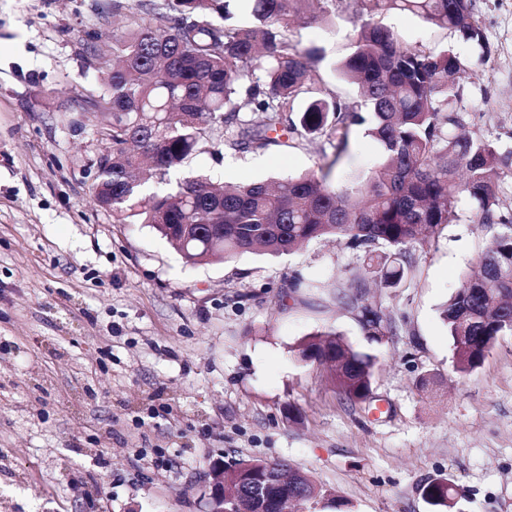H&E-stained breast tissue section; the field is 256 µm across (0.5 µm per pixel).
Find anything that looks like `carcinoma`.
<instances>
[{
  "instance_id": "obj_1",
  "label": "carcinoma",
  "mask_w": 512,
  "mask_h": 512,
  "mask_svg": "<svg viewBox=\"0 0 512 512\" xmlns=\"http://www.w3.org/2000/svg\"><path fill=\"white\" fill-rule=\"evenodd\" d=\"M229 0H137L128 28L112 36L105 64L110 94L102 108L112 123L97 128L112 164L93 183L95 200L121 220L148 224L191 263L222 261L242 253L283 255L310 241L335 237L364 254L366 274L338 285V301L355 314L369 344L393 335L392 321L369 297L368 277L400 288L411 268L409 249L429 241L455 218V197L477 203L476 224L501 231L461 280L441 311L454 348L453 369L462 377L478 367L498 337L512 334V219L497 214L496 142L451 134L448 100L466 72L451 48L417 49L401 42L379 18L408 11L460 38L480 40L472 0H357L361 20L350 54L337 66L371 109V135L383 160L363 181L330 178L347 150L356 106L336 95L312 98L297 121L284 118L312 80L314 55L289 37L297 19L329 13L333 0H250L251 26L230 18ZM262 114L258 124L239 119L243 106ZM221 129L234 150L280 144L278 132L324 135L335 149L327 171L277 182L215 184L188 179L173 193L143 195L135 171L142 159L164 175L193 153L214 145ZM172 224H193L183 244ZM300 356L333 364L340 395L370 397L376 356L354 349L337 332L312 334ZM288 468L287 493L303 508L343 512L346 502L286 461L239 458L224 463V507L248 512L258 481ZM422 494L446 512L457 494L435 478Z\"/></svg>"
}]
</instances>
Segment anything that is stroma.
<instances>
[{"instance_id":"1","label":"stroma","mask_w":512,"mask_h":512,"mask_svg":"<svg viewBox=\"0 0 512 512\" xmlns=\"http://www.w3.org/2000/svg\"><path fill=\"white\" fill-rule=\"evenodd\" d=\"M133 0H0V512H203L216 459L285 460L332 489L349 512H432L423 484L460 488L449 512H512V334L483 363L452 373L439 308L497 234L477 204L411 250L403 288H371L395 329L369 401L339 395L327 367L301 361L306 336L333 330L369 344L334 286L363 273L346 242L280 257L191 264L151 226L94 200L108 94L101 54ZM482 41L403 11L381 21L403 43L454 47L466 65L448 103L462 132L506 155L499 214L512 218V0H473ZM359 25L354 0L292 26L319 49L313 94L350 102L335 71ZM368 124L351 128L341 169L381 159ZM326 137L193 155L148 193L187 178L247 184L327 168ZM305 288L289 292V279ZM437 380L423 390L421 377Z\"/></svg>"}]
</instances>
